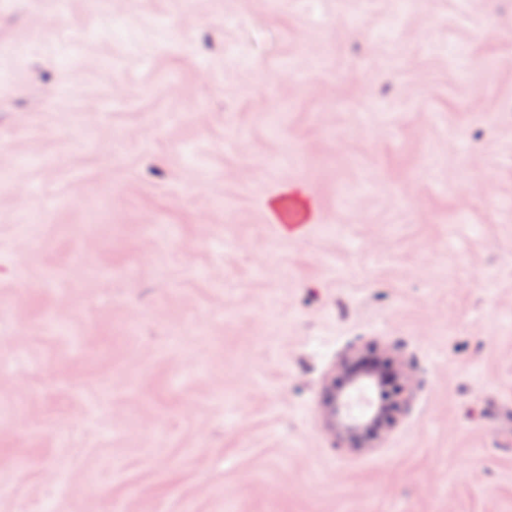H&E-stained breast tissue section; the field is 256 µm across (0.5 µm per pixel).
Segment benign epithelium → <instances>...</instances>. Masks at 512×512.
<instances>
[{
	"label": "benign epithelium",
	"mask_w": 512,
	"mask_h": 512,
	"mask_svg": "<svg viewBox=\"0 0 512 512\" xmlns=\"http://www.w3.org/2000/svg\"><path fill=\"white\" fill-rule=\"evenodd\" d=\"M378 381L379 376L373 371L351 373L346 386L337 391L328 415L339 440L357 443L389 418L391 408L382 404L360 414L353 413L351 409L354 395L370 390Z\"/></svg>",
	"instance_id": "obj_1"
}]
</instances>
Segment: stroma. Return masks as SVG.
<instances>
[{"label": "stroma", "mask_w": 512, "mask_h": 512, "mask_svg": "<svg viewBox=\"0 0 512 512\" xmlns=\"http://www.w3.org/2000/svg\"><path fill=\"white\" fill-rule=\"evenodd\" d=\"M46 3L0 0V512H512V0ZM358 355L402 391L343 445ZM378 381L379 376L373 371L349 373L346 386L337 391L328 415L340 441L357 443L389 418L392 410L382 404L360 414H354L351 409L354 395L370 390Z\"/></svg>", "instance_id": "stroma-1"}]
</instances>
